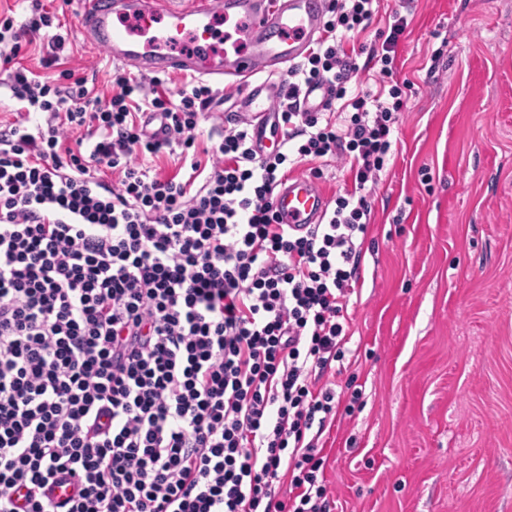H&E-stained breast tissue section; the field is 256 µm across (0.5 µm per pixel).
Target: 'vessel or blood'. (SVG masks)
I'll return each instance as SVG.
<instances>
[{"instance_id":"1","label":"vessel or blood","mask_w":512,"mask_h":512,"mask_svg":"<svg viewBox=\"0 0 512 512\" xmlns=\"http://www.w3.org/2000/svg\"><path fill=\"white\" fill-rule=\"evenodd\" d=\"M325 0H81L78 29L113 61L143 73L189 72L216 84L242 85L241 111L264 138L276 88L256 73L304 57L321 33ZM235 35L227 48L211 43L217 19ZM275 209L293 229L321 223L329 200L312 178L276 185Z\"/></svg>"}]
</instances>
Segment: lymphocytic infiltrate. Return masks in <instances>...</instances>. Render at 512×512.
Wrapping results in <instances>:
<instances>
[{
    "instance_id": "lymphocytic-infiltrate-1",
    "label": "lymphocytic infiltrate",
    "mask_w": 512,
    "mask_h": 512,
    "mask_svg": "<svg viewBox=\"0 0 512 512\" xmlns=\"http://www.w3.org/2000/svg\"><path fill=\"white\" fill-rule=\"evenodd\" d=\"M0 19L8 87L46 125L0 128V512H327L326 461L309 432L336 416L317 381L343 360L367 186L391 157L407 102L392 77L408 26L375 35L377 91L351 87L346 45L378 0H331L325 37L292 65L275 104L272 151L231 123L210 166L149 175L139 160L191 149L217 93L193 79L115 69L107 107L70 72L12 67L52 17L28 0ZM330 88L335 112L303 110ZM159 120L147 133L141 112ZM88 128L93 144H68ZM333 156L354 186L302 234L272 193L293 165ZM117 173L115 182L100 168Z\"/></svg>"
}]
</instances>
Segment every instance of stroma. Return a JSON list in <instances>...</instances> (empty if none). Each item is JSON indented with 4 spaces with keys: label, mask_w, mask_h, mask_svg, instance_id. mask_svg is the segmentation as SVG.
Here are the masks:
<instances>
[{
    "label": "stroma",
    "mask_w": 512,
    "mask_h": 512,
    "mask_svg": "<svg viewBox=\"0 0 512 512\" xmlns=\"http://www.w3.org/2000/svg\"><path fill=\"white\" fill-rule=\"evenodd\" d=\"M17 62L114 92L77 4ZM407 16V101L371 191L352 338L323 378L352 410L322 435L331 512H512V0H380L362 42Z\"/></svg>",
    "instance_id": "stroma-1"
}]
</instances>
